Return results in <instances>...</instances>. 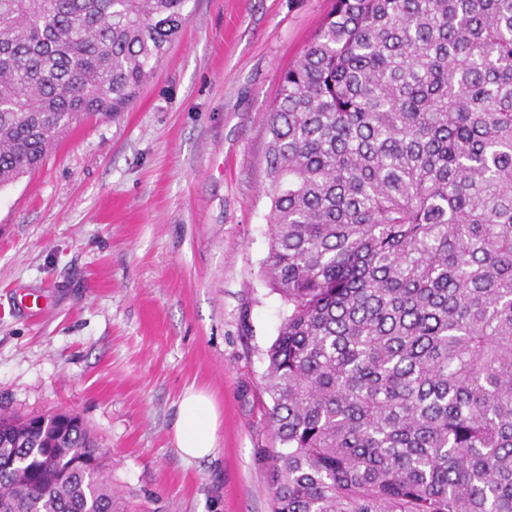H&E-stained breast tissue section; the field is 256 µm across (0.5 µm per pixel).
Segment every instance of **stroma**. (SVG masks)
Returning a JSON list of instances; mask_svg holds the SVG:
<instances>
[{
	"instance_id": "obj_1",
	"label": "stroma",
	"mask_w": 512,
	"mask_h": 512,
	"mask_svg": "<svg viewBox=\"0 0 512 512\" xmlns=\"http://www.w3.org/2000/svg\"><path fill=\"white\" fill-rule=\"evenodd\" d=\"M331 0H188L136 101L0 189V411L80 416L132 512H272L267 115ZM218 403L184 460L183 391ZM219 412L211 396L194 387L186 388L178 402L173 423L174 442L185 460L210 457L216 448Z\"/></svg>"
}]
</instances>
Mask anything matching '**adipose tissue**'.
I'll return each instance as SVG.
<instances>
[{"instance_id": "obj_1", "label": "adipose tissue", "mask_w": 512, "mask_h": 512, "mask_svg": "<svg viewBox=\"0 0 512 512\" xmlns=\"http://www.w3.org/2000/svg\"><path fill=\"white\" fill-rule=\"evenodd\" d=\"M219 412L205 391L186 388L178 402L173 423L174 442L187 460L210 457L216 448Z\"/></svg>"}]
</instances>
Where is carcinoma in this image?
I'll return each instance as SVG.
<instances>
[{
    "label": "carcinoma",
    "instance_id": "1",
    "mask_svg": "<svg viewBox=\"0 0 512 512\" xmlns=\"http://www.w3.org/2000/svg\"><path fill=\"white\" fill-rule=\"evenodd\" d=\"M187 2L0 0V187L126 111ZM279 82L272 512H512V0H333ZM50 421L0 413V512H125Z\"/></svg>",
    "mask_w": 512,
    "mask_h": 512
}]
</instances>
